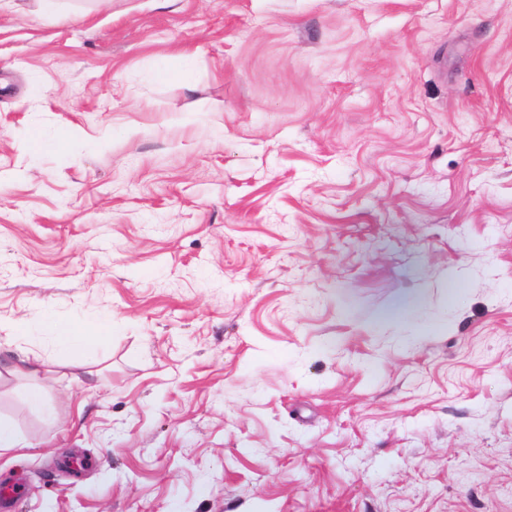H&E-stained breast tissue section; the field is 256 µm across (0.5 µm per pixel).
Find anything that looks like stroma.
I'll return each mask as SVG.
<instances>
[{"label": "stroma", "instance_id": "35a3bbf8", "mask_svg": "<svg viewBox=\"0 0 512 512\" xmlns=\"http://www.w3.org/2000/svg\"><path fill=\"white\" fill-rule=\"evenodd\" d=\"M26 351L12 512H512V0H7ZM112 334V323L107 320L104 324L86 329L68 330L60 336H55V348L59 355L80 349L95 352Z\"/></svg>", "mask_w": 512, "mask_h": 512}]
</instances>
